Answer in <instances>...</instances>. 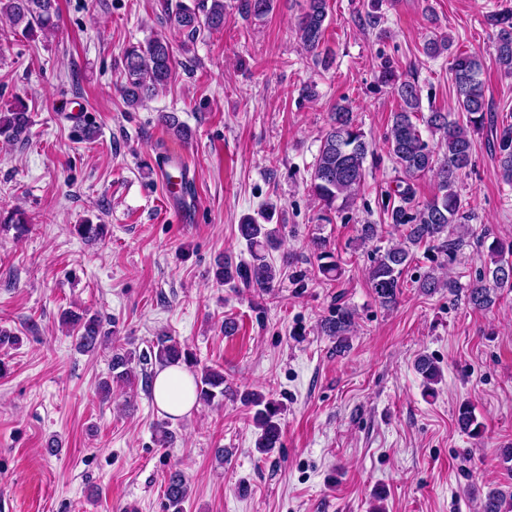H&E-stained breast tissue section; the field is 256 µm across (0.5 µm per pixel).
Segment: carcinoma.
Masks as SVG:
<instances>
[{
  "label": "carcinoma",
  "instance_id": "obj_1",
  "mask_svg": "<svg viewBox=\"0 0 512 512\" xmlns=\"http://www.w3.org/2000/svg\"><path fill=\"white\" fill-rule=\"evenodd\" d=\"M273 0H236V9L244 18L262 17L272 8ZM0 13L8 17L13 30L25 37L36 33H52L59 19L58 0H0ZM328 0H306V7L298 18L297 28L303 47L319 54L323 44ZM226 12L224 0H198L189 6L183 0L166 5L164 23L174 27L189 39L206 29L210 32L224 28ZM485 23L495 30L496 62L506 73H512V8L495 11L485 17ZM447 36L434 32L425 41L424 54L435 59L450 50ZM175 56L172 44L161 33L143 43L128 45L122 55L123 81L120 95L130 109H137L168 85L174 74ZM456 87L455 106L442 111L429 108L422 112V93L416 80L402 79L391 62L380 66L377 82L391 89L399 102L392 113L386 137L387 154L400 173L396 180L395 197L399 205L386 208L387 218L398 231L385 252L374 258L369 268V283L375 300L383 307L398 302L402 293L401 278L414 258L413 249L424 245L432 251L448 256L455 252L461 239L448 237V227L467 224L472 217L466 211L455 189L459 173L472 164L474 136L487 120L489 105L481 79L482 63L479 57L460 52L452 63ZM31 125L27 105L18 100L7 111L0 113V137L6 142L22 141ZM429 137H424L423 132ZM498 167L502 179L512 183V124L502 127L497 139ZM371 153V143L356 124L353 112L345 104H338L332 113L329 128L322 137L318 155L309 173V191L321 205V219L329 214L352 207L366 179L365 162ZM427 173L438 179V193L425 203L415 201L414 180ZM268 220L271 213L246 215L238 224L240 236L246 241L249 261L235 263L230 257L218 263L217 282L233 288L241 285L261 293L270 292L280 277V270L267 260L269 250L278 247L277 230L258 223ZM318 273L330 281L341 278V266L321 239L313 241ZM489 262L484 264L479 277L467 289L468 303L476 310L493 308L499 300L498 291L512 288V242L495 240L489 247ZM448 282L430 270L418 282L424 295H432ZM63 321L68 333L75 336L76 345L85 352L95 351L107 340L101 320L96 315L67 311ZM355 312L345 303H335L328 316L320 323L321 330L336 337V352L349 347V336L354 331ZM156 365L161 368L181 364L194 377L196 404L219 407L224 397L233 391L224 386V374L216 369L198 368V359L187 347L172 336L155 337L150 350L140 355L122 347L112 350L111 379L102 382L101 390L109 392L112 383H128L135 377L133 363ZM416 369L427 384H434L440 369L428 356H421ZM241 401L255 408L253 420L261 430L257 448L267 452L281 446L280 406L262 395L247 392ZM457 424L462 432L479 439L484 425L478 421L470 405L462 403L457 410ZM164 495L172 512H184L189 497V484L180 471L169 474ZM480 512H512V492L490 490L480 503Z\"/></svg>",
  "mask_w": 512,
  "mask_h": 512
}]
</instances>
